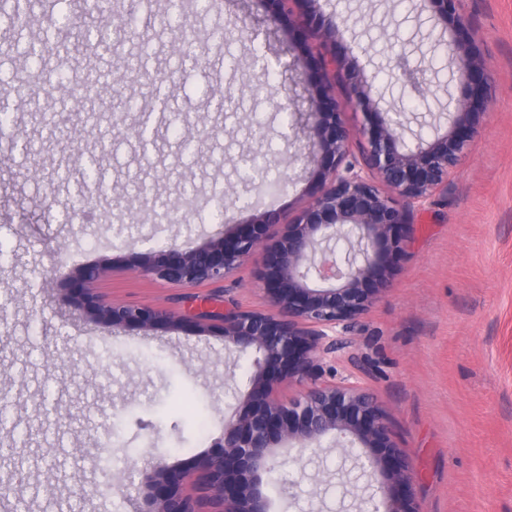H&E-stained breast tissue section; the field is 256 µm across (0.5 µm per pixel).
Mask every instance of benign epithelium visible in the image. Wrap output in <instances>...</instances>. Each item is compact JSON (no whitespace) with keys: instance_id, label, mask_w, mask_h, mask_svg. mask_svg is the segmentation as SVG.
Returning <instances> with one entry per match:
<instances>
[{"instance_id":"1","label":"benign epithelium","mask_w":512,"mask_h":512,"mask_svg":"<svg viewBox=\"0 0 512 512\" xmlns=\"http://www.w3.org/2000/svg\"><path fill=\"white\" fill-rule=\"evenodd\" d=\"M456 2L422 0V9L431 12L436 24L453 33L448 41L452 79L463 95L448 114V130H434L429 140L407 142L397 110L379 111L382 96H372L377 75L361 74L349 55L325 60L323 80L350 72L345 101L361 108L364 122L356 129L344 125L332 97L308 127L296 157L317 168V184L308 206L283 227L267 252L259 273L267 310L197 315L201 329L221 320L225 346L252 358L244 410L224 419L220 452L188 467L149 462L140 472V486L149 490L144 512H270L261 486L279 465L275 449L292 442L318 448L327 435L345 440L356 452L360 475L379 477L381 500L373 512H424L409 491L411 462L393 442L382 408L350 383L318 381L312 367L316 359L343 347L338 330H348L386 288L389 258L404 250V239L394 229L409 223L411 209L448 178L475 118L486 109L475 52L462 37L466 19ZM355 138L363 144L359 156L349 150ZM278 223L275 213L268 212L261 223L243 224L236 233L195 249L171 245L159 255L145 256L140 271L173 285L224 280ZM88 309L95 322L114 329L179 324L149 305L97 301ZM285 379L301 386L297 397L277 395L275 383ZM185 485L199 487L206 496L182 493Z\"/></svg>"}]
</instances>
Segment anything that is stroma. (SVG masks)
Returning a JSON list of instances; mask_svg holds the SVG:
<instances>
[{
	"label": "stroma",
	"mask_w": 512,
	"mask_h": 512,
	"mask_svg": "<svg viewBox=\"0 0 512 512\" xmlns=\"http://www.w3.org/2000/svg\"><path fill=\"white\" fill-rule=\"evenodd\" d=\"M173 32L171 0H153L147 31L153 52L145 77L102 84L101 100L134 97L145 111L166 98L170 113L194 107L202 125L150 122L147 145L119 135L110 114L80 121L64 112L55 92L41 94V111L19 108L11 135L0 137V480L14 468L24 477L0 512H135L139 490L120 485L155 457L185 464L217 453L224 419L242 410L251 361L229 354L219 331L201 333L193 316L202 309L263 310L267 300L256 252L230 277L201 285H171L142 275L144 254L176 243L184 249L259 222L264 211L293 222L310 201L312 172L294 160L284 132L304 123L327 89L286 70L274 81L248 70L233 76L227 59L265 51L268 60L296 48L305 70L318 72L323 55L352 51L366 71L378 72L388 102L405 107L413 132L430 135L448 99L460 90L419 0H287L271 16L259 0H220ZM62 38L67 55L46 57V68L65 64L73 75L97 74L137 57L129 38L108 51L82 46L96 18L75 0ZM465 38L475 46L489 106L447 181L404 228L401 257L392 261L389 286L346 333V348L317 361L326 381L354 383L387 414L392 439L414 470L411 485L425 512H512V0H460ZM343 15L342 35L327 33ZM43 24L34 22L19 43L0 25V74L28 75L26 50ZM215 28L223 44L206 42ZM179 39L200 68L183 70L168 50ZM420 72L414 90L397 66ZM231 96L238 112L225 118L216 104ZM290 97L289 112L273 101ZM43 146L38 180H31L16 147L24 138ZM264 155L285 189L247 207L239 177L243 159ZM70 170L69 180L59 173ZM95 196L87 219L70 224L63 206L77 191ZM106 267L90 284L92 295L119 305L150 304L182 320L181 328L128 327L120 333L90 320L79 307L70 273ZM208 403L204 436L178 431L199 400ZM121 418L124 441L113 444L107 415ZM274 481L263 486L271 512H361L376 480L358 479L343 492L336 468L353 459L324 437L317 453L288 443L278 448Z\"/></svg>",
	"instance_id": "35a3bbf8"
}]
</instances>
